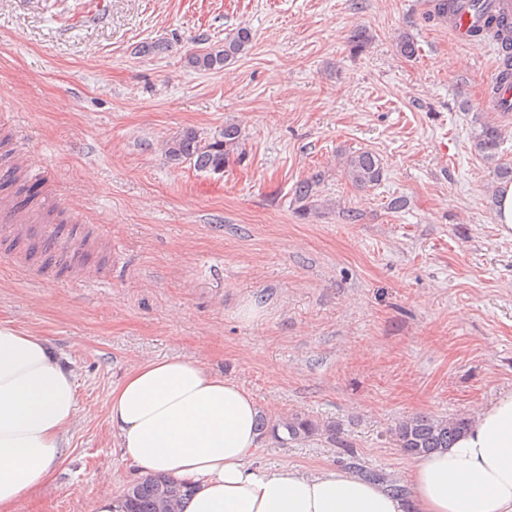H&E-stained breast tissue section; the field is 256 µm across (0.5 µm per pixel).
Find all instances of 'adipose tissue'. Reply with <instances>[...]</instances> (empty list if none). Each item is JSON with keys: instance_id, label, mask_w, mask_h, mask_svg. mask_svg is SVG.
<instances>
[{"instance_id": "1", "label": "adipose tissue", "mask_w": 512, "mask_h": 512, "mask_svg": "<svg viewBox=\"0 0 512 512\" xmlns=\"http://www.w3.org/2000/svg\"><path fill=\"white\" fill-rule=\"evenodd\" d=\"M78 414L77 376L49 340L0 321V512H28ZM258 415L239 383L180 357L140 362L109 404L124 458L191 486L183 512H512V393L418 457L406 498L337 469L255 466Z\"/></svg>"}]
</instances>
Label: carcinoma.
I'll use <instances>...</instances> for the list:
<instances>
[{
  "label": "carcinoma",
  "mask_w": 512,
  "mask_h": 512,
  "mask_svg": "<svg viewBox=\"0 0 512 512\" xmlns=\"http://www.w3.org/2000/svg\"><path fill=\"white\" fill-rule=\"evenodd\" d=\"M462 8L461 0H435L433 16L451 19ZM486 26L496 28L498 50L501 54L500 81L512 85V19L491 15ZM253 40L251 29L240 26L224 36V41L210 44L188 55L189 67L202 72L224 69L239 55L243 54ZM398 53L407 58L415 56L419 47L409 33L397 38ZM241 130L232 124L224 126L218 134L202 137L193 128H187L166 142L165 155L172 161H188L201 172L219 173L229 164L231 156L240 146ZM476 141L483 157L494 163L498 178L512 182V166L499 160V148L503 141V128L495 120L480 123ZM347 180L358 189L371 188L381 181L383 166L378 156L370 151H360L346 158L343 167ZM320 180L313 176L299 182L295 188L296 201L312 203L318 197ZM470 419L457 416L434 418L426 415L409 417L395 429L398 444L403 450L419 456L449 447L469 425ZM285 437H280L279 430ZM319 431L314 421L299 415H292L271 428V434L281 443L303 441ZM192 488L175 482L165 476L145 478L126 489L121 499L124 512H178L181 503Z\"/></svg>",
  "instance_id": "1"
}]
</instances>
